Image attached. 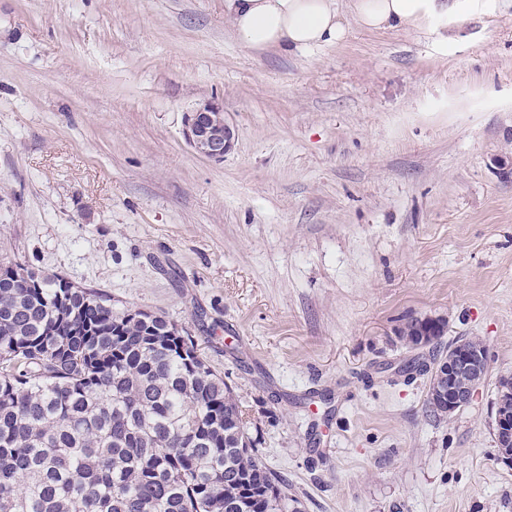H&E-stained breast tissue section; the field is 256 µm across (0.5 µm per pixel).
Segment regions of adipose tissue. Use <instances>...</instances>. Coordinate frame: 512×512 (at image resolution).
Listing matches in <instances>:
<instances>
[{
  "mask_svg": "<svg viewBox=\"0 0 512 512\" xmlns=\"http://www.w3.org/2000/svg\"><path fill=\"white\" fill-rule=\"evenodd\" d=\"M490 0H351L342 15L336 0H224L241 43L285 52L342 42L349 22L370 31L447 29L483 13Z\"/></svg>",
  "mask_w": 512,
  "mask_h": 512,
  "instance_id": "obj_1",
  "label": "adipose tissue"
}]
</instances>
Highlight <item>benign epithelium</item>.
<instances>
[{
	"mask_svg": "<svg viewBox=\"0 0 512 512\" xmlns=\"http://www.w3.org/2000/svg\"><path fill=\"white\" fill-rule=\"evenodd\" d=\"M184 136L200 156L214 162L224 160L233 144V131L224 122V108L216 100L200 104L184 116ZM442 328V320L432 317L421 319L419 341L429 343ZM488 349L484 343L462 341L451 347L448 359L435 367L436 384L441 399L452 413L472 401L488 370ZM512 374L502 375L497 382L494 432L497 460L512 462Z\"/></svg>",
	"mask_w": 512,
	"mask_h": 512,
	"instance_id": "7a95c632",
	"label": "benign epithelium"
}]
</instances>
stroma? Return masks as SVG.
I'll use <instances>...</instances> for the list:
<instances>
[{"mask_svg": "<svg viewBox=\"0 0 512 512\" xmlns=\"http://www.w3.org/2000/svg\"><path fill=\"white\" fill-rule=\"evenodd\" d=\"M209 99L220 162L183 135ZM1 260L193 336L301 512H512V0L290 54L224 0H0ZM431 316L489 352L445 420L396 335ZM184 136L200 156L220 162L231 149L234 134L224 122L222 104L210 100L185 113ZM494 432L497 446V460L512 462V411L507 406L512 402V374L501 375L497 382Z\"/></svg>", "mask_w": 512, "mask_h": 512, "instance_id": "stroma-1", "label": "stroma"}]
</instances>
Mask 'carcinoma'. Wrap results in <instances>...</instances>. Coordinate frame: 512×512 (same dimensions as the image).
Returning <instances> with one entry per match:
<instances>
[{
    "instance_id": "carcinoma-1",
    "label": "carcinoma",
    "mask_w": 512,
    "mask_h": 512,
    "mask_svg": "<svg viewBox=\"0 0 512 512\" xmlns=\"http://www.w3.org/2000/svg\"><path fill=\"white\" fill-rule=\"evenodd\" d=\"M249 428L166 316L0 264V512H287Z\"/></svg>"
}]
</instances>
